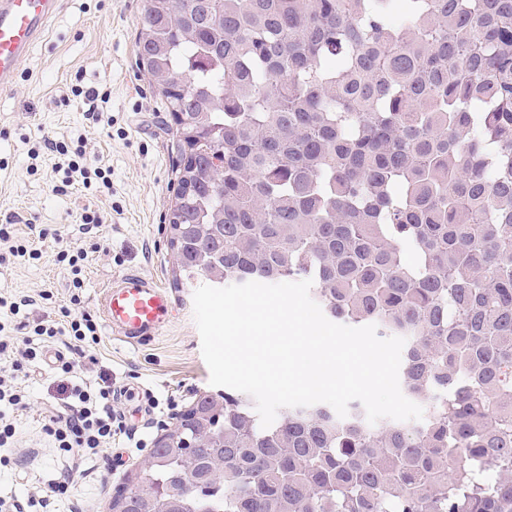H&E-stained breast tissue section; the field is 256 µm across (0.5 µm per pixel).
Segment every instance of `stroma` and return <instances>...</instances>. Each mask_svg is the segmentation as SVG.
<instances>
[{"label":"stroma","instance_id":"1","mask_svg":"<svg viewBox=\"0 0 512 512\" xmlns=\"http://www.w3.org/2000/svg\"><path fill=\"white\" fill-rule=\"evenodd\" d=\"M146 0H62L46 41L22 62L15 87L0 92V225H13L28 239L39 259H15L0 242V294L29 296L31 317L68 296L71 276L56 263L58 243L38 238L31 225L58 230L64 243L88 252L82 306L93 311L99 289L112 275L137 271L167 288L178 314L162 337L136 349L103 336L89 380L110 377L113 386H138L150 412L138 403L115 402L124 417V433L112 439V473L83 472L73 506L50 505V512H110L115 486L135 472L173 413L211 391L209 368L193 319V291L183 287L168 241L175 204L180 147L171 115L165 112L156 84L138 65L137 35ZM108 92L98 116L86 119L81 90ZM82 145L87 159L112 170L111 192L54 193L65 178L47 140ZM96 210L103 223L89 234L78 231L84 208ZM52 302V303H53ZM61 375L44 362L25 380L33 394L17 416L14 466L0 470V495L26 497L43 490L58 468L57 452L41 432L48 405H64Z\"/></svg>","mask_w":512,"mask_h":512}]
</instances>
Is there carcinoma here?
<instances>
[{"label":"carcinoma","instance_id":"1","mask_svg":"<svg viewBox=\"0 0 512 512\" xmlns=\"http://www.w3.org/2000/svg\"><path fill=\"white\" fill-rule=\"evenodd\" d=\"M138 64L210 134L183 285L312 280L327 318L406 339L424 417L263 428L205 395L192 462L160 451L133 508L512 512V0H147Z\"/></svg>","mask_w":512,"mask_h":512}]
</instances>
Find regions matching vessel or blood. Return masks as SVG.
<instances>
[{
    "label": "vessel or blood",
    "instance_id": "obj_1",
    "mask_svg": "<svg viewBox=\"0 0 512 512\" xmlns=\"http://www.w3.org/2000/svg\"><path fill=\"white\" fill-rule=\"evenodd\" d=\"M60 8L61 0H0V92L13 89L22 61ZM96 309L111 337L138 348L171 325L177 302L153 279L126 271L102 287Z\"/></svg>",
    "mask_w": 512,
    "mask_h": 512
}]
</instances>
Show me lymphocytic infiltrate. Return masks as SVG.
<instances>
[{
  "label": "lymphocytic infiltrate",
  "instance_id": "1",
  "mask_svg": "<svg viewBox=\"0 0 512 512\" xmlns=\"http://www.w3.org/2000/svg\"><path fill=\"white\" fill-rule=\"evenodd\" d=\"M48 148L63 159L65 180L60 193L78 186L92 189L94 181L111 186L109 169L90 162L81 150H70L62 142L48 141ZM87 258L83 249L68 248L57 252L56 260L68 264L73 290L67 302L53 312L33 321L20 320L22 336L2 339L9 323L0 321V355L10 360L0 369V447L13 444L16 436V412L26 410L30 394L19 384L45 344L63 345L67 353L58 359V371L70 377V401L64 407L46 410L42 429L52 447L56 449L61 466L47 483L44 496L19 500L14 496H0V512H32L35 507H48L51 503H65L74 498L80 472L78 463L100 462L108 458L112 437L123 431L122 419L112 410V382L91 383L80 377L84 361L95 358L101 342L100 327L91 313L81 307L84 284L82 272Z\"/></svg>",
  "mask_w": 512,
  "mask_h": 512
}]
</instances>
